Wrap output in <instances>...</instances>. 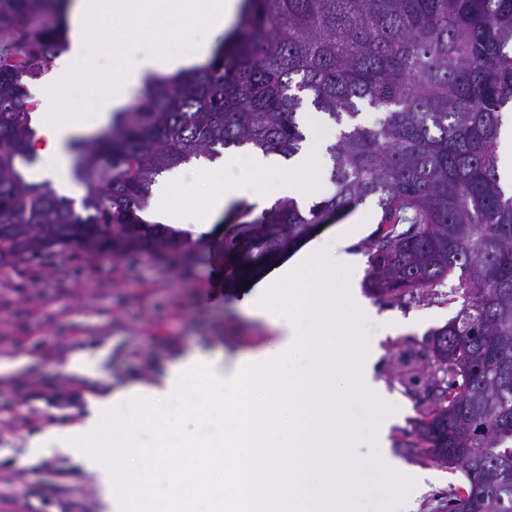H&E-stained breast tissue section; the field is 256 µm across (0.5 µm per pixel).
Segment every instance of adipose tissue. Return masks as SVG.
Returning a JSON list of instances; mask_svg holds the SVG:
<instances>
[{
    "label": "adipose tissue",
    "instance_id": "1",
    "mask_svg": "<svg viewBox=\"0 0 512 512\" xmlns=\"http://www.w3.org/2000/svg\"><path fill=\"white\" fill-rule=\"evenodd\" d=\"M241 7V0H73L67 14L69 51L61 65L84 76L96 114L90 123L54 118L58 94L44 93L42 106L51 120L48 144L39 150L42 178L59 182L69 160V141L104 126L111 113L129 104L147 75L204 65L213 37L223 36ZM197 22L211 31V40L171 51L170 43ZM143 38L156 50L140 58L130 47ZM107 50L119 59V78L105 93L88 71L91 55ZM325 148V141L314 139L286 163L275 155L249 154L250 166L269 177L262 195L316 198L322 190ZM245 194L235 181L219 180L203 209L182 220V229L199 236L226 204ZM346 246L345 233L324 234L259 276L246 306L283 335L276 368H265L260 351L239 355L229 373L201 368L197 351L167 368L172 384L194 380L208 402L224 408L230 428L221 460L224 477L198 485L200 494L223 501L224 512H356L348 494L358 477L352 457L356 425L344 418V408L353 394L376 400L388 394L375 379L378 351L355 341L359 322L374 321L377 314L356 294L365 260ZM281 287L290 299L306 300L305 312L287 314L268 305L271 289ZM94 430L93 419L49 429L38 437L37 451L84 461L97 470L112 512H136L147 482L126 466L128 438L113 432L112 462L103 466L80 442Z\"/></svg>",
    "mask_w": 512,
    "mask_h": 512
}]
</instances>
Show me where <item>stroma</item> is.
<instances>
[{
    "label": "stroma",
    "instance_id": "35a3bbf8",
    "mask_svg": "<svg viewBox=\"0 0 512 512\" xmlns=\"http://www.w3.org/2000/svg\"><path fill=\"white\" fill-rule=\"evenodd\" d=\"M63 85L65 118L78 120L92 112L80 85L48 61L41 76L29 82L32 100L49 86ZM248 210L255 222L251 234L262 235L256 219L262 210L249 198L227 204L216 215L198 257L177 262L141 255L115 260L98 254H53L0 265V359L23 356L27 365L0 379V412L13 419L0 427V459L13 461L24 477L13 486L34 512H41L42 483L56 482L65 492L60 512H103L95 479L81 464L58 457L34 458L30 441L40 432L81 422L87 414L86 394L112 391L139 380L162 386L168 364L182 353L201 349L211 366L231 367L237 354L274 349L278 336L242 307L247 276L238 258L224 247L240 232L237 216ZM381 314L401 317L400 331L371 335L362 328L361 344L380 352L378 380L402 412L390 435V453L406 470L428 473L418 512H446L448 494L463 478L459 471L426 459L416 446L414 425L431 409L446 373L430 351L433 330L454 317L458 304L449 302L444 287L429 288L399 302L374 301ZM106 350L103 379L90 381L71 369L74 354L95 358ZM42 377L65 378L78 400L60 406L46 395L21 392V385ZM389 406L361 395L346 406L357 425L354 459L360 486L353 496L359 512H390L396 480L380 464L371 439L375 422Z\"/></svg>",
    "mask_w": 512,
    "mask_h": 512
}]
</instances>
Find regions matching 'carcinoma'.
I'll list each match as a JSON object with an SVG mask.
<instances>
[{
    "mask_svg": "<svg viewBox=\"0 0 512 512\" xmlns=\"http://www.w3.org/2000/svg\"><path fill=\"white\" fill-rule=\"evenodd\" d=\"M66 0H0V265L54 252L172 257L195 243L142 217L157 177L219 149L291 158L308 102L340 129L327 147L332 193L303 211L284 199L253 220L265 238L225 248L248 264L375 200L367 288L399 300L460 271L457 315L434 330L448 366L439 404L418 420L425 454L458 469L448 512H512V190L497 145L512 106V0H247L202 69L151 80L112 129L73 140L81 211L33 163L27 83L61 49ZM49 14L54 23L29 28ZM380 117L360 121L362 109Z\"/></svg>",
    "mask_w": 512,
    "mask_h": 512,
    "instance_id": "1",
    "label": "carcinoma"
}]
</instances>
